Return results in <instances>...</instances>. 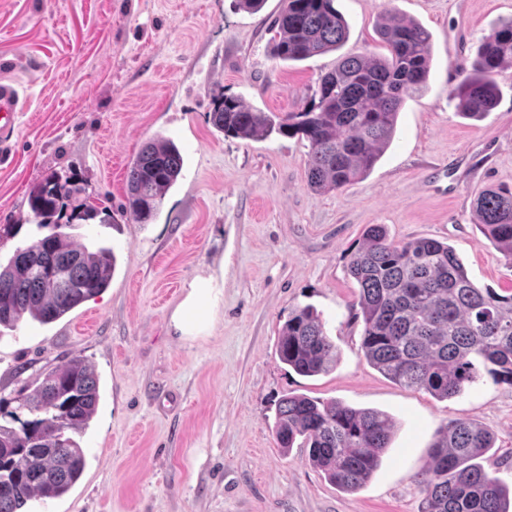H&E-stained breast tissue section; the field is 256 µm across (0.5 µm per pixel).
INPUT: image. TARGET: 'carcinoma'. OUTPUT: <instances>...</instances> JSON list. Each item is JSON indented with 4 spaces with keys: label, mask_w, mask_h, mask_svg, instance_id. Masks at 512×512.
I'll return each instance as SVG.
<instances>
[{
    "label": "carcinoma",
    "mask_w": 512,
    "mask_h": 512,
    "mask_svg": "<svg viewBox=\"0 0 512 512\" xmlns=\"http://www.w3.org/2000/svg\"><path fill=\"white\" fill-rule=\"evenodd\" d=\"M333 2L288 0L275 21L274 58L297 62L341 47L348 24ZM379 36L387 56L341 58L320 77L302 109L275 117L219 93L209 112L212 125L227 137L276 133L307 141L308 184L315 192L357 182L390 144L399 112L423 90L431 68L430 34L420 24L386 16ZM508 69L511 18L483 39L473 75L451 91L458 113L480 120L491 112L499 92L495 76ZM182 165L170 139L143 146L128 168L124 204L136 223L155 219ZM82 191L75 176L54 173L30 192L37 228L48 233L31 237L0 263V327L14 328L26 317L53 323L109 286L116 264L112 250H91L65 232L97 213L85 203L73 204ZM475 213L486 239L512 265V192L482 191ZM347 268L358 285L361 351L385 377L441 400L464 393L483 371L494 383L512 386V292L476 286L451 246L432 238L395 242L384 225L372 224ZM276 354L305 377L330 371L338 360L336 344L311 307L288 317ZM14 402L10 411L0 408V486L6 487L0 512H28L29 501L61 497L80 479L85 456L71 433L86 428L97 411L98 378L75 357ZM23 411L30 418L22 422ZM392 428L390 417L378 410L287 394L276 406L273 432L279 447L305 449L310 465L352 492L377 471ZM493 447L492 433L472 421L453 419L440 427L418 475L425 493L421 512H512V491L483 466Z\"/></svg>",
    "instance_id": "cac0c4a2"
}]
</instances>
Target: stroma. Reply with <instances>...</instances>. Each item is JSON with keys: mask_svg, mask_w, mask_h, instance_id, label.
<instances>
[{"mask_svg": "<svg viewBox=\"0 0 512 512\" xmlns=\"http://www.w3.org/2000/svg\"><path fill=\"white\" fill-rule=\"evenodd\" d=\"M287 4L264 0L252 12L238 0H0V81L24 102L0 160V225L22 230L0 243V260L37 231L30 191L71 172L98 214L70 235L116 257L109 287L62 319L0 328V398L75 357L99 380L97 411L76 437L82 477L29 512H421L418 475L437 430L458 418L492 432L485 468L512 488V386L487 379L440 400L393 383L361 351L347 270L364 230L382 224L397 242L448 243L476 286L512 289V266L473 212L482 190L512 191V69L497 76V105L482 120L459 115L448 96L492 26L512 18V0H335L347 41L295 63L272 55V24ZM385 15L425 27L433 61L364 179L314 192L306 141L227 137L212 126L219 93L260 112L298 110L342 57L384 54ZM159 138L178 145L183 167L156 218L138 224L123 211L127 170ZM198 278L212 296L186 336L172 314ZM306 305L339 352L316 377L275 353L288 317ZM287 394L392 418L381 466L361 489L339 490L304 449L278 447L274 413Z\"/></svg>", "mask_w": 512, "mask_h": 512, "instance_id": "stroma-1", "label": "stroma"}]
</instances>
